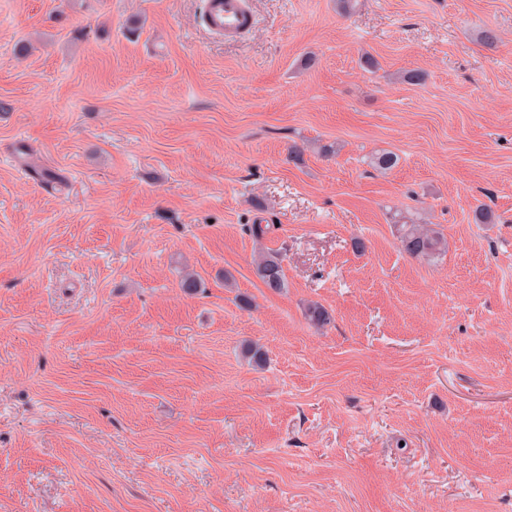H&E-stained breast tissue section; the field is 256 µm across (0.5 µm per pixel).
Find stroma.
<instances>
[{"instance_id":"stroma-1","label":"stroma","mask_w":512,"mask_h":512,"mask_svg":"<svg viewBox=\"0 0 512 512\" xmlns=\"http://www.w3.org/2000/svg\"><path fill=\"white\" fill-rule=\"evenodd\" d=\"M203 5L0 0V512H512V0ZM206 25L224 38H236L253 25L249 0H207ZM401 242L404 250L414 258H429L448 249L444 235L424 224H401ZM282 255L276 250H264L255 258L256 275L271 289L285 288Z\"/></svg>"}]
</instances>
